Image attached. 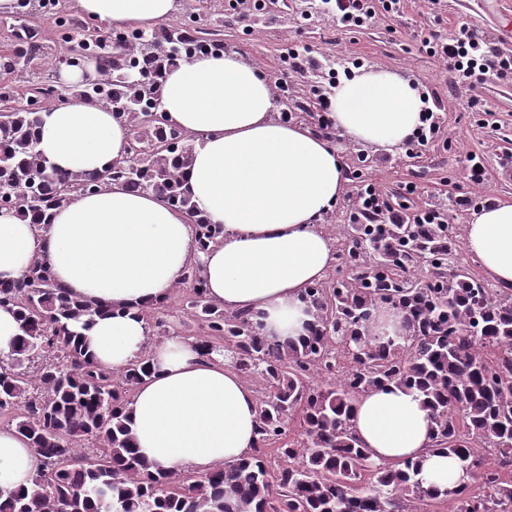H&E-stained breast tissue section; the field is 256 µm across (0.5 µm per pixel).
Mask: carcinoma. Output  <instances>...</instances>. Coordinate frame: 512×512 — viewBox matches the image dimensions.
<instances>
[{
  "mask_svg": "<svg viewBox=\"0 0 512 512\" xmlns=\"http://www.w3.org/2000/svg\"><path fill=\"white\" fill-rule=\"evenodd\" d=\"M100 33H83L82 48L69 52L101 51L89 57L93 75L70 95L121 108L128 156L106 176L57 173L38 149L40 110L1 109L0 212L42 228L78 196L120 185L187 213L204 251L224 228L182 190L203 135L168 124L163 85L143 72L147 63L159 72L188 55L163 53L166 41L139 27L124 31L117 51ZM338 233L341 248L358 256L348 277L306 291L312 321L298 343L271 342L251 314L211 300L198 262L176 283L190 289L186 309L201 354L223 352L261 384L254 454L200 475L152 471L137 453L124 410L151 366L145 354L121 370L84 357L80 331L99 304L68 297L40 258L20 279L0 280V306L16 308L19 330L0 361V415L41 459L31 487H0V512H422L442 498L456 512H512V289L482 288L458 267L450 224H392L374 239L363 224H342ZM423 260L440 287H401L406 267ZM382 306L402 314L404 333H377ZM388 384L419 392L433 447L456 458L467 481L442 494L428 490L412 463L377 461L360 445L351 424L356 402ZM91 439L100 445L94 454L83 448Z\"/></svg>",
  "mask_w": 512,
  "mask_h": 512,
  "instance_id": "carcinoma-1",
  "label": "carcinoma"
}]
</instances>
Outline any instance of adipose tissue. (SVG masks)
Returning a JSON list of instances; mask_svg holds the SVG:
<instances>
[{
  "mask_svg": "<svg viewBox=\"0 0 512 512\" xmlns=\"http://www.w3.org/2000/svg\"><path fill=\"white\" fill-rule=\"evenodd\" d=\"M86 16L116 28L169 20L176 0H75ZM169 124L204 143L183 188L224 238L199 251L186 213L162 198L115 185L76 198L46 229L0 212V279H19L44 259L70 295L111 306L84 331L87 355L121 369L148 354L152 373L133 391L128 426L154 467L201 474L247 457L257 440V395L223 356H201L173 334L149 343L141 311L167 297L183 269L200 262L211 299L247 311L268 339L299 341L312 319L303 296L336 259L323 215L336 205L346 165L323 135L273 115L272 83L236 53L199 55L168 69ZM411 83L384 70H359L337 83L328 118L352 142L393 150L420 124ZM48 166L92 174L127 153L128 131L102 106L73 98L42 112L35 129ZM465 247L486 274L512 287V203L473 213ZM353 429L372 457L420 465L425 488L463 483L456 459L430 449L431 418L418 393L394 384L356 403ZM40 461L15 428L0 427V486L28 487Z\"/></svg>",
  "mask_w": 512,
  "mask_h": 512,
  "instance_id": "1",
  "label": "adipose tissue"
}]
</instances>
